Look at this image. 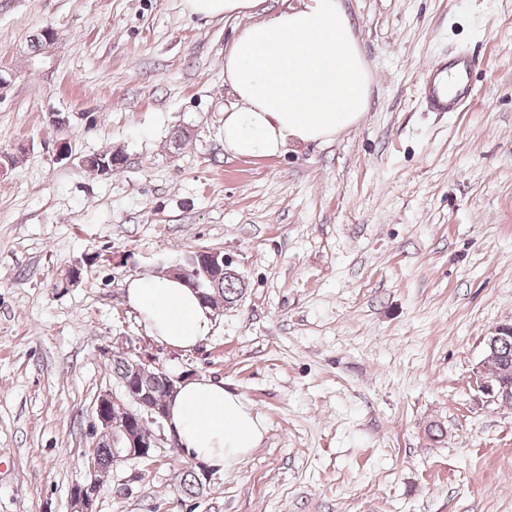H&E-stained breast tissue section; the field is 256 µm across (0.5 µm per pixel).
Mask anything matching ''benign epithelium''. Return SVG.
Segmentation results:
<instances>
[{
    "label": "benign epithelium",
    "mask_w": 512,
    "mask_h": 512,
    "mask_svg": "<svg viewBox=\"0 0 512 512\" xmlns=\"http://www.w3.org/2000/svg\"><path fill=\"white\" fill-rule=\"evenodd\" d=\"M198 267L205 275L213 270L228 271L231 263L224 252L204 248L197 251ZM512 335V325L498 324L486 336L483 358L472 374V385L492 401L512 403V365L504 363L496 374L487 370L488 363L499 357L498 343ZM127 365L117 376L116 386L99 395L94 409L96 431L92 446H97L105 433L112 435V467L118 468L132 461H147L155 449L164 444L178 447L176 438L166 434L167 404L178 391L183 376L169 374L152 356L143 352L126 355ZM153 367L165 386L164 395H152L153 381L145 378V369ZM98 463L90 458L86 477L71 488L73 512H94L98 495Z\"/></svg>",
    "instance_id": "7a95c632"
}]
</instances>
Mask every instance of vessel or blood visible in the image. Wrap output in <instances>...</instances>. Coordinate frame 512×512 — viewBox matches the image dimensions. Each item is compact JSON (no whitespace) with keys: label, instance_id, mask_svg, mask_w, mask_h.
<instances>
[{"label":"vessel or blood","instance_id":"b4317fda","mask_svg":"<svg viewBox=\"0 0 512 512\" xmlns=\"http://www.w3.org/2000/svg\"><path fill=\"white\" fill-rule=\"evenodd\" d=\"M478 53H462L441 57L431 62L422 85L420 96L430 112H463L472 103L471 80L481 67Z\"/></svg>","mask_w":512,"mask_h":512}]
</instances>
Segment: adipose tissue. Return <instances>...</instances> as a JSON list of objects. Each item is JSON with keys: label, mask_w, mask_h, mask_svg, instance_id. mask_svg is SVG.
I'll return each mask as SVG.
<instances>
[{"label": "adipose tissue", "mask_w": 512, "mask_h": 512, "mask_svg": "<svg viewBox=\"0 0 512 512\" xmlns=\"http://www.w3.org/2000/svg\"><path fill=\"white\" fill-rule=\"evenodd\" d=\"M262 0H183L186 14L244 18L224 54V81L234 99L224 112L225 151L247 158L283 154L288 145L327 143L356 126L370 100L371 75L341 0H303L254 20ZM129 305L151 336L194 349L213 330L212 311L183 281L146 275L128 281ZM168 424L189 457L230 471L257 448L263 418L223 382L184 380Z\"/></svg>", "instance_id": "ef3b65f1"}]
</instances>
